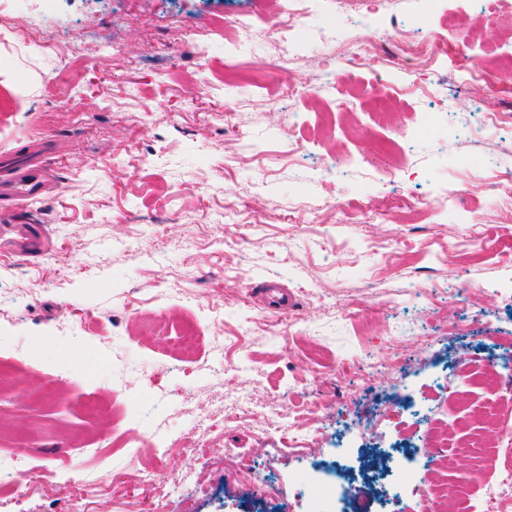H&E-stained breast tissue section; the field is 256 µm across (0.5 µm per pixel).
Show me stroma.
Masks as SVG:
<instances>
[{
    "instance_id": "1",
    "label": "stroma",
    "mask_w": 512,
    "mask_h": 512,
    "mask_svg": "<svg viewBox=\"0 0 512 512\" xmlns=\"http://www.w3.org/2000/svg\"><path fill=\"white\" fill-rule=\"evenodd\" d=\"M288 0H49L33 24L75 47L62 61L46 50L0 53V177L13 165L49 171L54 185L23 201L0 193V501L11 512H173L143 470L192 471L188 512H303L294 499L305 469L331 459L336 439L360 435L350 476L371 485L361 512H380L388 472L407 451L372 418L398 396L430 390V415L404 416L410 441L437 438L425 478L449 483L472 460L458 442L483 430L489 411H512V393L489 381L448 387V371L512 353V263L465 259L472 227L453 207L426 212L429 196L466 188L464 159L483 174L512 170V126L467 138L479 116L454 58L432 66L380 43L382 29L410 18L412 31L444 28L448 48L489 62L512 59V0L478 19L474 0H394L377 24L358 26L324 0L317 22L339 21L343 37L380 43L352 68L331 46L304 40L288 69L272 31ZM249 18L252 40L231 49V21ZM187 31L209 45L201 58ZM122 51L103 58L100 46ZM269 71L273 84H301L316 69L337 72L335 95L288 101L228 83L225 65ZM111 79H104V70ZM434 77L428 97L377 96ZM462 108L449 118L438 103ZM249 104L242 116L227 103ZM149 112V128L138 124ZM391 142L390 158H368L333 176L343 148ZM316 198L318 213L289 209ZM368 198L377 215L345 223L331 199ZM168 201L163 234L150 218ZM293 293L294 329L262 297L265 283ZM429 287L430 306L406 294ZM473 283L478 294L447 300ZM103 324V335L80 323ZM199 332L183 353L185 326ZM407 361L394 374L389 328ZM432 338L421 346L420 335ZM264 425L224 424L241 401ZM304 405L314 441L288 444V409ZM28 449L49 485L19 483L7 457ZM243 450L267 486L242 485L224 451ZM91 478L78 494L74 483Z\"/></svg>"
}]
</instances>
